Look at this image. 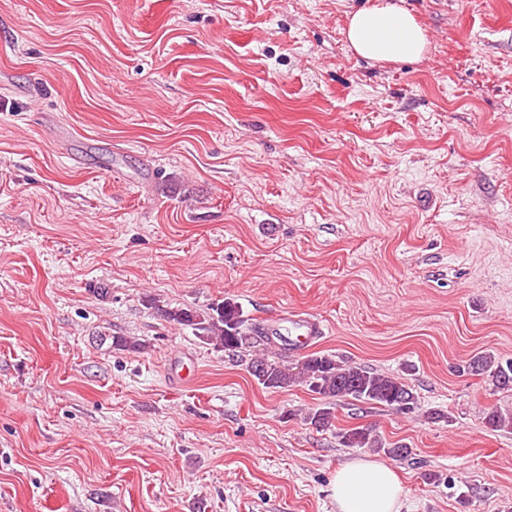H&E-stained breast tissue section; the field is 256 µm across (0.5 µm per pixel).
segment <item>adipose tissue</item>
<instances>
[{
  "instance_id": "1",
  "label": "adipose tissue",
  "mask_w": 512,
  "mask_h": 512,
  "mask_svg": "<svg viewBox=\"0 0 512 512\" xmlns=\"http://www.w3.org/2000/svg\"><path fill=\"white\" fill-rule=\"evenodd\" d=\"M349 48L373 62L420 61L429 52L424 27L394 0L352 12L345 30ZM403 485L387 464L353 459L336 471V512H401Z\"/></svg>"
}]
</instances>
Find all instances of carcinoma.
I'll list each match as a JSON object with an SVG mask.
<instances>
[{
	"label": "carcinoma",
	"mask_w": 512,
	"mask_h": 512,
	"mask_svg": "<svg viewBox=\"0 0 512 512\" xmlns=\"http://www.w3.org/2000/svg\"><path fill=\"white\" fill-rule=\"evenodd\" d=\"M151 305L174 323L190 327L195 335L218 351L239 353L254 343V329L248 324L241 307L232 299L211 303L204 309L171 308L153 298ZM248 371L258 384L271 390H286L302 385L323 401V406L307 414L305 420L324 428L335 418L330 405L335 401L353 400L374 407L412 412L418 401L401 378L377 373L361 364L344 361L332 354L314 353L295 367L275 359L258 356L250 359ZM462 371L486 378L499 391H512V359L499 361L492 355L475 354ZM486 426L493 431H512V410L492 407L485 416ZM348 447L381 450L398 461L410 455L409 448L399 445L386 448L377 435L364 428H351L340 433Z\"/></svg>",
	"instance_id": "carcinoma-1"
}]
</instances>
